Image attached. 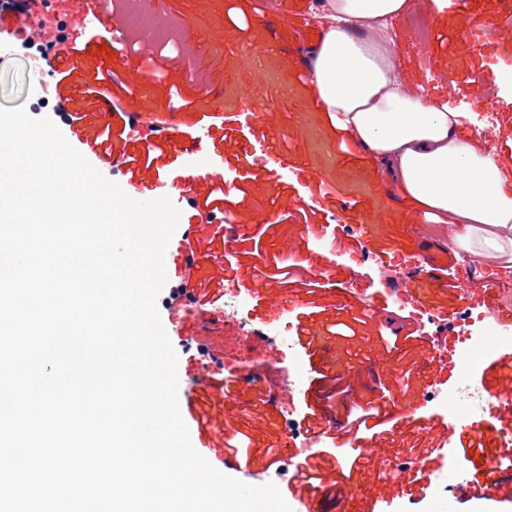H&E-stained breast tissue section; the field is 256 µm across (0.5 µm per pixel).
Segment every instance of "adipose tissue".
Segmentation results:
<instances>
[{"label":"adipose tissue","mask_w":512,"mask_h":512,"mask_svg":"<svg viewBox=\"0 0 512 512\" xmlns=\"http://www.w3.org/2000/svg\"><path fill=\"white\" fill-rule=\"evenodd\" d=\"M407 0H336L339 18L375 21ZM314 98L378 159L399 193L446 216L450 241L476 257L512 254V180L462 133L466 112L400 84L386 44L330 28L314 47Z\"/></svg>","instance_id":"adipose-tissue-1"}]
</instances>
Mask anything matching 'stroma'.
<instances>
[{
    "instance_id": "obj_1",
    "label": "stroma",
    "mask_w": 512,
    "mask_h": 512,
    "mask_svg": "<svg viewBox=\"0 0 512 512\" xmlns=\"http://www.w3.org/2000/svg\"><path fill=\"white\" fill-rule=\"evenodd\" d=\"M265 2L260 10L255 0H97L106 22L87 23L84 49L60 43L39 68L30 48L11 37L15 17L1 16L0 32L10 40L0 52V106L22 105L32 117H50L53 107L33 95L36 77L48 88L70 90L71 110L81 119L60 130L82 153L104 127L121 130L125 116L173 118L174 140L146 142L130 133L112 142L118 164L93 155L88 161L136 200L157 198L159 183H166L167 197L181 211L165 254L167 283L183 285L194 298L180 318L166 309L160 316L183 389L206 379L224 384L222 415L203 426L183 416L194 448L213 467L223 455L216 440L232 437L247 450L248 470L264 471L274 456L291 463L289 420L302 428L314 420L327 434L315 461L335 470L349 491L337 500L323 497L321 512H367L376 499L392 500L395 512H432L419 464L447 434L448 417L418 409L417 401L455 374L426 362L437 325L419 326L415 315L393 309L392 295L405 283L432 310L454 309L450 290L431 286L412 257L419 245L444 261L450 232L402 198L371 154L313 106L309 72L276 38L275 0ZM135 15L150 18L152 27L132 26ZM179 19L188 28L176 33L169 24ZM349 31L391 41L404 89L470 112L468 134L512 170V14L499 0H409L403 14L374 29L357 22ZM103 45L112 57L97 55ZM149 53L162 59L135 93L114 89L119 112L88 94L97 67L118 71ZM486 86L496 89L493 100L483 97ZM247 92L253 105L244 101ZM267 100L275 109L264 108ZM152 148L160 158L148 165ZM278 153L288 163L271 168ZM195 158L210 161V169L192 166ZM221 186L237 195L229 211L239 225L229 239L199 227L210 214L205 199ZM322 186L327 195L319 194ZM348 224L366 228V235L346 234ZM365 250L367 262L360 257ZM189 253L190 268L184 263ZM287 257L303 266L284 283L273 277L274 262ZM380 260L396 265V282L378 278ZM227 284L247 299L251 335L232 322L213 329L203 321ZM372 305L384 315H371ZM285 318L303 328L296 355L306 371L305 384L290 396L280 384L278 339L268 332ZM421 327L425 336L415 337ZM392 335L400 338L394 349L386 342ZM285 397L294 403L289 416L281 412ZM380 397L384 425L364 436L374 451L352 457L343 448L350 438L347 410ZM389 462L406 467V474L386 471Z\"/></svg>"
}]
</instances>
